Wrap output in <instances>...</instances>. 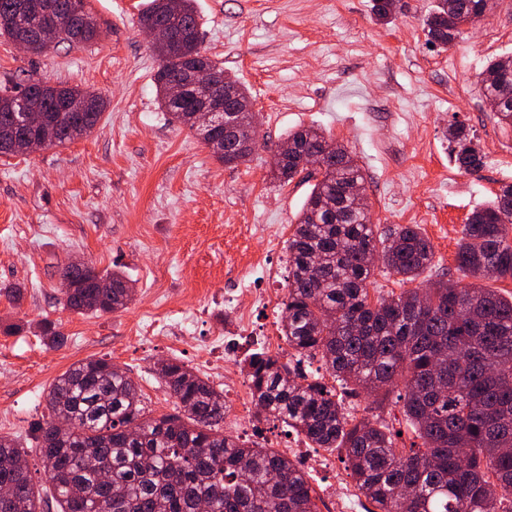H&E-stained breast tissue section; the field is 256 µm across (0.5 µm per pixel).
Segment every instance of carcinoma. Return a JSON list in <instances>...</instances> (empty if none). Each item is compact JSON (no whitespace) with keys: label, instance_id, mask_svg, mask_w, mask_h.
Instances as JSON below:
<instances>
[{"label":"carcinoma","instance_id":"carcinoma-1","mask_svg":"<svg viewBox=\"0 0 512 512\" xmlns=\"http://www.w3.org/2000/svg\"><path fill=\"white\" fill-rule=\"evenodd\" d=\"M14 2L0 0V37L10 41L17 33ZM169 2L150 0L140 24L165 25L178 37L157 49L155 85L161 105L183 125L194 104L174 103L168 82L186 65L224 67L201 52L193 0H181L177 17ZM484 2L435 0L424 20L427 42L448 46ZM28 35L42 54L60 43H92L99 28L75 20L49 34L32 23ZM477 84L497 123L512 127V69L494 59ZM237 90L244 127L224 131V154L214 155L222 163L248 161L258 136L250 96L240 84ZM29 94L25 86L0 94V127L12 123L16 101ZM38 96L55 117L56 146L89 135L107 108L100 94L63 84L47 82ZM285 142L288 152L273 168L283 182L303 172L305 155H326L287 240L280 332L298 359L322 361L335 385L257 349L244 365L253 417L284 423L314 448L341 450L371 512H512V296L481 285L512 279V185L464 226L457 270L477 283L441 278L433 288H408L434 256L418 225L376 233L370 210L349 193L365 191L362 167L320 128L290 132ZM448 142L458 169L479 174L484 155L467 127L449 125ZM373 255L399 277L400 293L370 297ZM61 271L73 284L61 289L69 311L109 314L132 300L130 280L120 272L90 265ZM103 278L112 287H98ZM41 336L51 348L67 342L50 324ZM155 373L175 399L174 412L159 417L146 411L131 377L105 359L80 361L56 377L31 446L0 435V485L11 488L0 512H200L202 504L207 512H319L308 475L292 459L224 434L223 392L176 358L157 362ZM400 383L396 403L419 446L397 447L398 433L345 411L336 394L363 392L380 405ZM58 421L71 427L64 443L53 432ZM31 447L50 485L47 496L35 490L26 466Z\"/></svg>","mask_w":512,"mask_h":512}]
</instances>
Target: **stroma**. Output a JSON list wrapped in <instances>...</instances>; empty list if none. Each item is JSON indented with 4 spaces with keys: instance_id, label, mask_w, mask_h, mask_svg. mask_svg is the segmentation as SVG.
Masks as SVG:
<instances>
[{
    "instance_id": "stroma-1",
    "label": "stroma",
    "mask_w": 512,
    "mask_h": 512,
    "mask_svg": "<svg viewBox=\"0 0 512 512\" xmlns=\"http://www.w3.org/2000/svg\"><path fill=\"white\" fill-rule=\"evenodd\" d=\"M148 0H87L100 37L40 56L0 38V91L33 77L101 94L107 108L83 139L26 155L0 156V288H24L21 305L0 295V435L27 436L45 414L44 394L72 364L103 358L138 384L152 415L173 400L157 378L175 358L216 388L244 379L254 332L278 328L280 310L257 309L238 339L236 368L224 369V296L254 260L281 263L314 181L273 180L274 154L290 130L318 126L353 151L366 176L372 221L384 230L415 224L430 240L439 275L456 269L471 212L512 184V128L481 97L487 62L512 54V0L444 48L426 42L433 0H398L385 20L374 0H194L202 47L245 85L258 112L249 160L224 165L195 132L158 104L160 59L141 33ZM463 122L482 149L471 176L450 157L448 127ZM276 245H268L269 235ZM82 258L122 271L134 296L125 310L80 315L57 303L59 271ZM69 341L47 347L40 323ZM154 321L167 334L145 332ZM20 325L4 334L3 326ZM310 471L318 496L353 487L339 451L322 448Z\"/></svg>"
}]
</instances>
